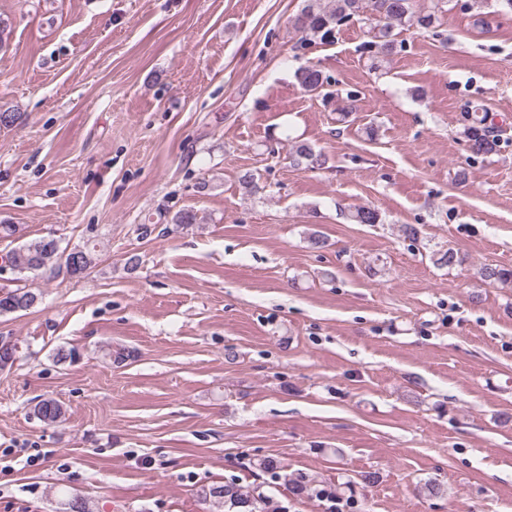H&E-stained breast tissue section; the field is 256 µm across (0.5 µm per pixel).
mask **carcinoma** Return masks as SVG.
Returning <instances> with one entry per match:
<instances>
[{
    "mask_svg": "<svg viewBox=\"0 0 512 512\" xmlns=\"http://www.w3.org/2000/svg\"><path fill=\"white\" fill-rule=\"evenodd\" d=\"M443 4L444 0H436L431 10L416 13L413 11L412 0H303L294 18V27L306 40L317 38L327 41L333 37L336 27L369 8L376 13L378 24L374 27L373 40L368 42L367 48L377 57L394 48L395 28L415 25L428 29L439 20ZM296 77L307 93H319L327 84V78L315 65L300 68ZM479 111L477 105L468 106L466 111L468 149L476 157L494 153L499 143L497 136L486 125V116L479 115ZM291 159L298 168L303 165L312 167L320 162V155L308 143L297 141ZM348 219L355 224H377L380 216L369 206H358L349 211ZM6 259L10 269L18 274L49 271L74 278L84 277L97 264L96 247L85 244L66 251L53 238L27 241L8 252ZM480 275L485 280L512 283V267L487 265L480 269ZM38 299L39 294L25 287L9 290L0 294V314L26 311ZM33 414L48 425L65 419L63 406L50 397L39 400L33 407ZM204 500L209 502L213 512H224L226 507L233 512H256V505L249 497L226 484L209 487L204 492Z\"/></svg>",
    "mask_w": 512,
    "mask_h": 512,
    "instance_id": "obj_1",
    "label": "carcinoma"
}]
</instances>
